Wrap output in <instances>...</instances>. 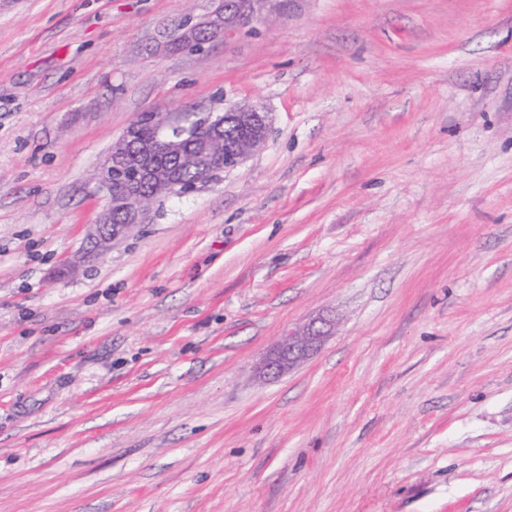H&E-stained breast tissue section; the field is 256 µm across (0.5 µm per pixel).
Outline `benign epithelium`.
<instances>
[{"label": "benign epithelium", "mask_w": 512, "mask_h": 512, "mask_svg": "<svg viewBox=\"0 0 512 512\" xmlns=\"http://www.w3.org/2000/svg\"><path fill=\"white\" fill-rule=\"evenodd\" d=\"M279 11V0H219V6L207 19L178 25L170 45L204 49L238 31L264 20L265 15ZM153 121L157 134L153 140L138 146L139 163L127 166L130 153L127 141L119 139L100 166L99 188L106 192L107 204L99 216L95 231L89 238L85 257L96 258L142 223L143 215L158 197L173 190L181 194L196 188L198 181L213 172L218 161L223 127L227 122L237 125L239 139L236 151L224 155V168L243 163L263 144L269 125V116L252 105H242L224 113V119L215 123L203 137L190 140L172 138L166 130L174 123L169 114L156 112ZM195 165L200 170L196 180L185 183L180 166ZM119 170L123 191L108 193L112 171ZM335 320L317 316L303 326L283 332L277 343L263 358L259 373L276 379L287 374L297 364L316 353L331 334Z\"/></svg>", "instance_id": "obj_1"}]
</instances>
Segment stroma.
<instances>
[{
	"label": "stroma",
	"instance_id": "35a3bbf8",
	"mask_svg": "<svg viewBox=\"0 0 512 512\" xmlns=\"http://www.w3.org/2000/svg\"><path fill=\"white\" fill-rule=\"evenodd\" d=\"M214 8L0 0V512H512V0L166 48ZM244 104L257 152L58 275L138 115ZM335 320L317 316L298 328H288L263 358L259 373L276 379L287 374L297 364L316 353L331 334Z\"/></svg>",
	"mask_w": 512,
	"mask_h": 512
}]
</instances>
